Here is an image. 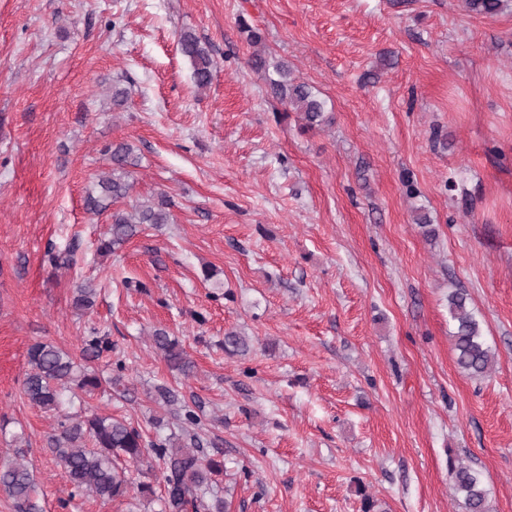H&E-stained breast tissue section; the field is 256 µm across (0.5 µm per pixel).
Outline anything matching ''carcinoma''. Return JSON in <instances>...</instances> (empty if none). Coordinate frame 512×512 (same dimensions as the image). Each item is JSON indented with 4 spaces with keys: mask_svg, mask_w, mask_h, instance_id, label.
<instances>
[{
    "mask_svg": "<svg viewBox=\"0 0 512 512\" xmlns=\"http://www.w3.org/2000/svg\"><path fill=\"white\" fill-rule=\"evenodd\" d=\"M508 0H466L467 9L477 15L493 16L507 7ZM179 45L193 66V79L199 88L208 86L215 66L208 50L195 33L184 30ZM252 66L265 73L274 96L314 128L328 122L325 102L304 82L293 77L292 69L283 59L267 57L259 52L252 56ZM112 169L99 177L96 187L87 192L86 207L97 214L110 209L132 190L127 168L134 165L131 148L125 143L112 146ZM171 220L169 202L161 195L157 201L139 206L131 212L115 209L111 214L108 238L98 247L112 252L131 239L142 224H168ZM96 289L81 286L76 289L75 307H93ZM448 314L454 325L453 339L458 367L471 377L485 376L491 367L492 351L482 334L481 326L467 298L460 291L448 294ZM155 347L161 351L171 369L183 376L193 373L190 360L178 341L164 330L153 333ZM247 340L234 331L224 336V350L245 352ZM112 350L106 336L94 330L83 341L82 355L98 358ZM29 370L23 381V395L33 405L45 410H58L66 394L75 397L91 394L102 387L101 378L93 371L80 368L66 351L48 343L38 342L27 351ZM56 463L66 472L73 489L102 501L125 496L132 486L128 470L120 466L125 460L138 471L152 470L153 463H163L165 512H226L227 504L218 496L207 499L215 477L223 472L222 465L206 458L200 438L188 430L170 434L162 441L144 440L131 423L110 415L93 412L69 417L59 424L47 439ZM453 490L468 512H486L488 490L482 475L470 465L449 458ZM0 490L7 493L20 512H36L32 501L34 482L28 468L12 463L0 469Z\"/></svg>",
    "mask_w": 512,
    "mask_h": 512,
    "instance_id": "1",
    "label": "carcinoma"
}]
</instances>
